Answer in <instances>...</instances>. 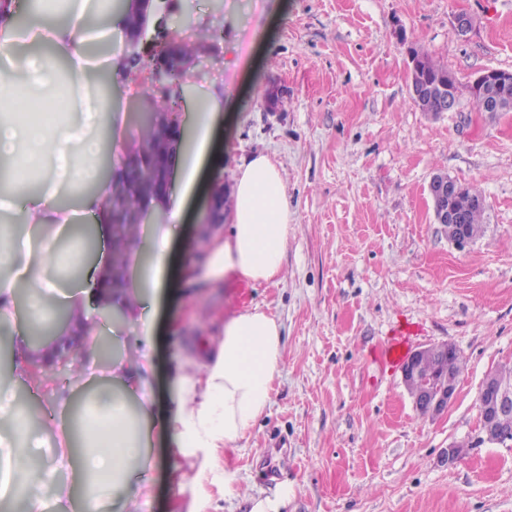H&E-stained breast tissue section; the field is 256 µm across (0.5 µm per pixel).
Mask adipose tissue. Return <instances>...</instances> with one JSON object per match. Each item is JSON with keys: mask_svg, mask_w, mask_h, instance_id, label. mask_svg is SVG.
<instances>
[{"mask_svg": "<svg viewBox=\"0 0 512 512\" xmlns=\"http://www.w3.org/2000/svg\"><path fill=\"white\" fill-rule=\"evenodd\" d=\"M26 22H19V12ZM122 14L102 0H6L0 6V224L15 227L10 253L0 259V325L15 336L13 371L26 387L40 386L31 370L60 348L59 337L86 343L96 336L93 311L123 307L140 338L127 361L84 395L61 388L51 410L31 419L0 397V499L45 512L47 500L71 512H140L137 470L151 466L155 427L149 407L153 318L147 310L183 280L220 281L234 274L256 284L281 273L292 230L283 176L265 155L240 165L231 197L232 226L214 240L205 263L173 271L168 249L198 164L209 153L219 103L194 104L196 138L174 152V187L163 197L165 216L140 244H112L111 177L98 160L122 166L129 153L119 136L113 104L122 99L117 76L122 56L95 62L91 35L122 33ZM26 291V310L18 293ZM64 308L66 318L39 345L28 334ZM282 363L276 318L261 308L224 323L218 339H204L178 360L173 406L162 423L172 445L198 456L196 481L207 479L217 449L235 447L272 404ZM52 431L59 447L53 464L35 469L32 428ZM72 474L70 483L56 479Z\"/></svg>", "mask_w": 512, "mask_h": 512, "instance_id": "adipose-tissue-1", "label": "adipose tissue"}]
</instances>
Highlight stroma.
Here are the masks:
<instances>
[{"label":"stroma","instance_id":"obj_1","mask_svg":"<svg viewBox=\"0 0 512 512\" xmlns=\"http://www.w3.org/2000/svg\"><path fill=\"white\" fill-rule=\"evenodd\" d=\"M166 29L204 44L182 83L161 79L142 51L121 76L135 93L121 120L148 100L219 97L210 152L184 205L169 262H202L225 220H205L213 183L232 187L242 160L264 154L286 184L284 265L272 283L230 276L157 301L150 376L154 416L172 403L176 357L198 336L253 306L281 325L273 404L195 486L188 459L154 433L141 512H248L246 496L287 490L283 512H512V444H476L456 465L450 444L472 440L491 369L512 364V112L479 111L466 87L481 71H512V0H163ZM473 20L466 35L458 13ZM192 28H184L186 17ZM220 28L210 38L211 28ZM453 72L454 111L434 116L411 99L408 51ZM445 173L485 199L480 234L465 246L435 220L429 183ZM111 360L127 359L140 330L98 314ZM408 348L454 344L465 365L438 417L421 414L399 367L382 365L394 333ZM14 340L0 326V391L40 410L12 377ZM235 475L238 496L224 494Z\"/></svg>","mask_w":512,"mask_h":512}]
</instances>
